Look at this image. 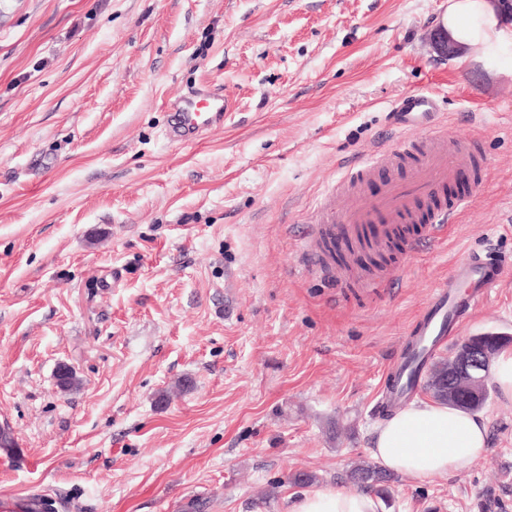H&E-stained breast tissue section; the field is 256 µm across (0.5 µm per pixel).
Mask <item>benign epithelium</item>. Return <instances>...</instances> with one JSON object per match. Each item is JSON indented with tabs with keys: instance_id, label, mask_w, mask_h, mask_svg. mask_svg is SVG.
I'll return each instance as SVG.
<instances>
[{
	"instance_id": "7a95c632",
	"label": "benign epithelium",
	"mask_w": 512,
	"mask_h": 512,
	"mask_svg": "<svg viewBox=\"0 0 512 512\" xmlns=\"http://www.w3.org/2000/svg\"><path fill=\"white\" fill-rule=\"evenodd\" d=\"M504 344L502 340L487 346L473 336L465 337L456 344L448 365V402L472 407L486 397L492 361Z\"/></svg>"
}]
</instances>
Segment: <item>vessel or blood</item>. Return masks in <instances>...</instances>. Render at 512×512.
<instances>
[{
    "mask_svg": "<svg viewBox=\"0 0 512 512\" xmlns=\"http://www.w3.org/2000/svg\"><path fill=\"white\" fill-rule=\"evenodd\" d=\"M170 105L174 115L165 136L173 142H186L223 125L230 100L224 93L199 87L175 96ZM394 111L398 127L425 130L423 140L395 141L369 161L351 166L344 179L325 191L298 237L306 269L322 273L329 281L352 280L364 288H377L393 277L392 270L386 267L360 275L350 264L334 263L324 246L337 233L352 238L365 229L380 248L397 241L402 243L404 254L411 256L443 243L470 202L466 195L445 197L443 190L455 181L460 169H482L474 141L431 130L436 102L430 96L408 97L399 101ZM409 155L414 158L409 175L388 180L383 194L374 196L352 190L358 177L380 167L397 166ZM501 277L500 262L489 256L470 254L453 264L413 323V342L403 343L392 357L390 376L376 404L379 412L387 413L403 405L416 389L427 352L424 337L431 336L442 343L456 335Z\"/></svg>",
    "mask_w": 512,
    "mask_h": 512,
    "instance_id": "vessel-or-blood-1",
    "label": "vessel or blood"
}]
</instances>
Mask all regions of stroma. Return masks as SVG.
<instances>
[{"mask_svg": "<svg viewBox=\"0 0 512 512\" xmlns=\"http://www.w3.org/2000/svg\"><path fill=\"white\" fill-rule=\"evenodd\" d=\"M448 0H0V503L54 512H290L309 471L370 460L374 397L436 284L470 252L503 279L461 329L512 334V60L433 45ZM233 107L188 144L167 102ZM433 96L477 138L483 188L438 250L351 288L297 239L391 109ZM79 385L57 384L60 365ZM488 449L379 512H512V398Z\"/></svg>", "mask_w": 512, "mask_h": 512, "instance_id": "35a3bbf8", "label": "stroma"}]
</instances>
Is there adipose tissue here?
<instances>
[{
	"mask_svg": "<svg viewBox=\"0 0 512 512\" xmlns=\"http://www.w3.org/2000/svg\"><path fill=\"white\" fill-rule=\"evenodd\" d=\"M439 24L461 46L462 62L512 55V18L497 0H448ZM487 451V425L478 414L421 401L399 410L377 428L371 454L379 466L423 481L470 467ZM292 512H377L368 492L348 487L297 497Z\"/></svg>",
	"mask_w": 512,
	"mask_h": 512,
	"instance_id": "obj_1",
	"label": "adipose tissue"
}]
</instances>
